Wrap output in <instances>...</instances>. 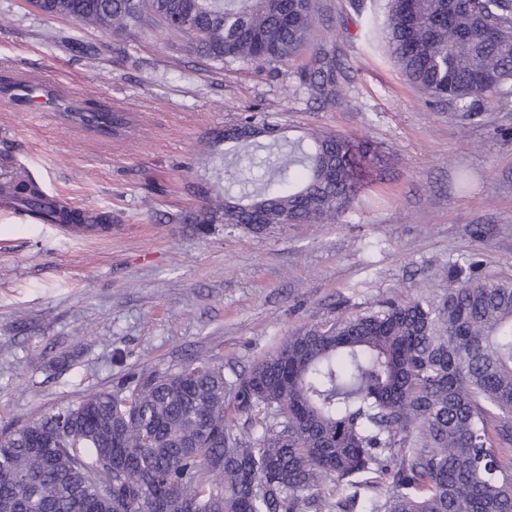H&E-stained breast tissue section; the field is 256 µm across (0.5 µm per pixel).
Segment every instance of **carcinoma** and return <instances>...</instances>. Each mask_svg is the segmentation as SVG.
I'll return each instance as SVG.
<instances>
[{"label":"carcinoma","instance_id":"obj_1","mask_svg":"<svg viewBox=\"0 0 512 512\" xmlns=\"http://www.w3.org/2000/svg\"><path fill=\"white\" fill-rule=\"evenodd\" d=\"M47 16L117 35L162 29L198 64H284L306 47L314 0H32ZM387 37L406 79L471 117L512 84V0H390ZM320 48L299 87L340 97ZM117 133L122 112H97ZM278 126L254 115L245 129ZM267 178L248 191L225 165L224 196L190 224L253 234L333 224L351 207L371 148L331 132L272 138ZM0 194L43 221L81 224L32 179ZM483 261L448 271L440 296L397 298L296 327L274 354L224 373L201 357L132 377L39 420L0 430V512H512V278Z\"/></svg>","mask_w":512,"mask_h":512}]
</instances>
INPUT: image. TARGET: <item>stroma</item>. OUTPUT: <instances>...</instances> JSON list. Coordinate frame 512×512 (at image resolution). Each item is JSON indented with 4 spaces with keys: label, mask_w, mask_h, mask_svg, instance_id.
Listing matches in <instances>:
<instances>
[{
    "label": "stroma",
    "mask_w": 512,
    "mask_h": 512,
    "mask_svg": "<svg viewBox=\"0 0 512 512\" xmlns=\"http://www.w3.org/2000/svg\"><path fill=\"white\" fill-rule=\"evenodd\" d=\"M387 12V0H318L311 43L335 49L343 89L331 107L297 87L306 53L200 71L162 31H80L0 0V63L131 122L104 137L0 101V182L29 175L112 214L84 236L0 212V428L197 356L249 368L290 329L441 291L473 257L512 276V94L471 118L434 102L394 63ZM248 113L290 139L333 131L375 148L337 223L255 236L174 222L234 163L215 137Z\"/></svg>",
    "instance_id": "stroma-1"
}]
</instances>
